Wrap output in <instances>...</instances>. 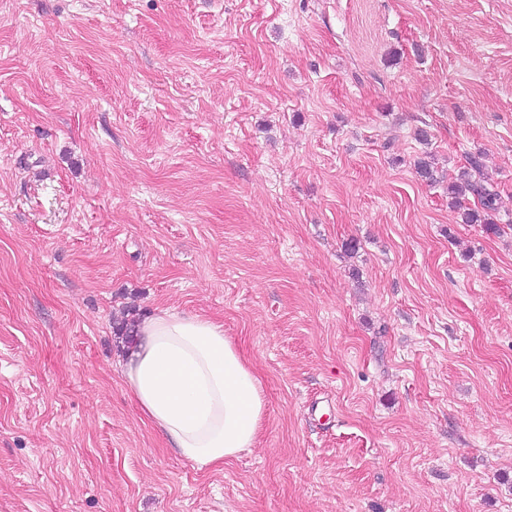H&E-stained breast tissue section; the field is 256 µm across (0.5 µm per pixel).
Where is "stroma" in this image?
Here are the masks:
<instances>
[{"instance_id":"stroma-1","label":"stroma","mask_w":512,"mask_h":512,"mask_svg":"<svg viewBox=\"0 0 512 512\" xmlns=\"http://www.w3.org/2000/svg\"><path fill=\"white\" fill-rule=\"evenodd\" d=\"M158 308L262 383L224 465L120 373ZM0 512H512V0H0ZM468 165L462 171L459 181L448 184V195L457 199L458 196L470 194L477 199L475 209L467 208L462 213V221L466 224H485L486 231L495 233L497 225L490 218L492 212L497 210V202L500 199L499 191L488 188L479 178H473L472 172L480 174L483 163L478 156H470Z\"/></svg>"}]
</instances>
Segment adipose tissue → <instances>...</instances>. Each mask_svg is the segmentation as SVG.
Returning <instances> with one entry per match:
<instances>
[{
	"instance_id": "ef3b65f1",
	"label": "adipose tissue",
	"mask_w": 512,
	"mask_h": 512,
	"mask_svg": "<svg viewBox=\"0 0 512 512\" xmlns=\"http://www.w3.org/2000/svg\"><path fill=\"white\" fill-rule=\"evenodd\" d=\"M123 377L169 448L197 467L254 447L265 413L260 381L222 323L172 309L139 320Z\"/></svg>"
}]
</instances>
